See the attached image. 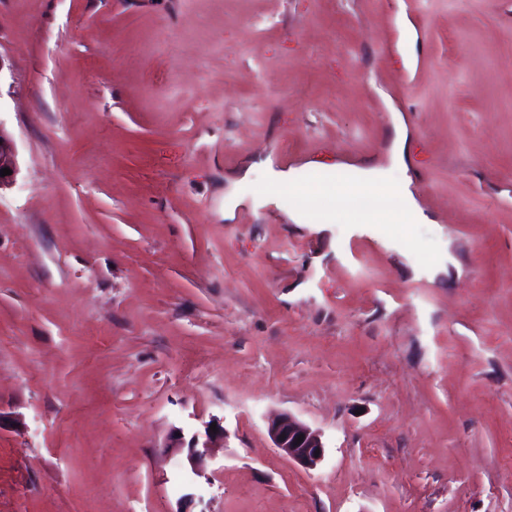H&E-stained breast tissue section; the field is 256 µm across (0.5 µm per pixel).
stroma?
<instances>
[{
  "label": "stroma",
  "instance_id": "stroma-1",
  "mask_svg": "<svg viewBox=\"0 0 512 512\" xmlns=\"http://www.w3.org/2000/svg\"><path fill=\"white\" fill-rule=\"evenodd\" d=\"M395 113L431 223L225 218ZM0 128V512H512V0H0ZM8 167L11 171V175L4 177L0 176V189L5 185H10L14 181V177L17 173V158L13 143L10 139H7L2 129L0 128V170ZM267 168L269 183L273 187H284L288 186L292 190H295L302 195L310 194L309 191L298 185L294 176V171L289 170H275L272 168L271 163H267L266 160L251 163L243 168V175L240 177L238 183H245L249 180L250 175L257 168ZM267 432L274 448L304 469H315L324 458L322 433L291 413L283 412L270 417ZM299 435H303V438L301 443L296 444ZM316 450H320L318 457H315ZM218 433H223L224 435V429L216 428V432H213L210 430V424H208L205 428V439L201 442V446H199V434H193L190 438L187 444V460L193 471L198 472L201 469L204 460L212 448V441Z\"/></svg>",
  "mask_w": 512,
  "mask_h": 512
}]
</instances>
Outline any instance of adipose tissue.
<instances>
[{"mask_svg": "<svg viewBox=\"0 0 512 512\" xmlns=\"http://www.w3.org/2000/svg\"><path fill=\"white\" fill-rule=\"evenodd\" d=\"M390 139V167L378 164H366L353 169L351 178L341 188L342 198L375 197L381 192L399 199V209L382 206L353 213L350 218L354 224H426L430 218L419 207L413 197L411 178L396 182L391 178L395 169L407 170L409 156V131L400 117H393Z\"/></svg>", "mask_w": 512, "mask_h": 512, "instance_id": "1", "label": "adipose tissue"}]
</instances>
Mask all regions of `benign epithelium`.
Returning <instances> with one entry per match:
<instances>
[{"instance_id": "benign-epithelium-1", "label": "benign epithelium", "mask_w": 512, "mask_h": 512, "mask_svg": "<svg viewBox=\"0 0 512 512\" xmlns=\"http://www.w3.org/2000/svg\"><path fill=\"white\" fill-rule=\"evenodd\" d=\"M5 167L9 168L12 174L0 176V188L12 184L14 174L18 170L13 143L0 131V170ZM221 432H223L221 428L212 431L207 427L203 440L199 435L194 434L187 443L180 435L174 437L172 442L176 448L187 447L188 463L192 470L197 472L209 455L213 439ZM267 432L274 447L304 469L316 468L324 458L325 444L322 433L289 412L270 417L267 422Z\"/></svg>"}]
</instances>
